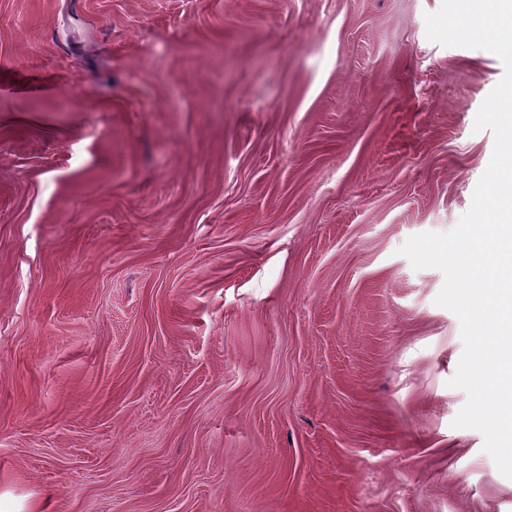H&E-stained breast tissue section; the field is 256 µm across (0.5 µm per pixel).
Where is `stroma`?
Wrapping results in <instances>:
<instances>
[{
	"mask_svg": "<svg viewBox=\"0 0 512 512\" xmlns=\"http://www.w3.org/2000/svg\"><path fill=\"white\" fill-rule=\"evenodd\" d=\"M442 0H0V512H512L411 236L501 79Z\"/></svg>",
	"mask_w": 512,
	"mask_h": 512,
	"instance_id": "1",
	"label": "stroma"
}]
</instances>
